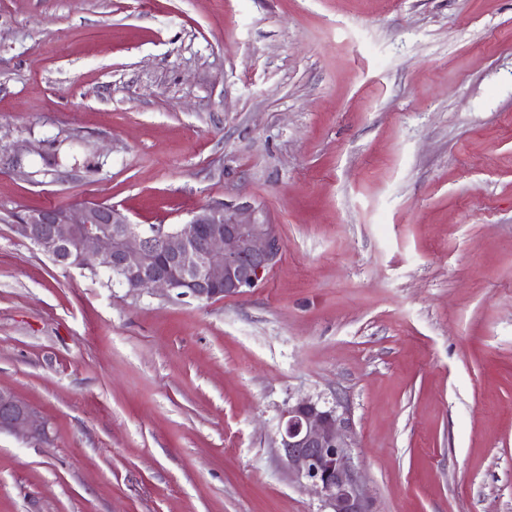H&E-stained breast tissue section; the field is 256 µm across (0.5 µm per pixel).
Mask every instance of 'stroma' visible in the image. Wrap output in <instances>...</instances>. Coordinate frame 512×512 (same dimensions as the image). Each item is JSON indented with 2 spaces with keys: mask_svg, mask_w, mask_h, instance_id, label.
Masks as SVG:
<instances>
[{
  "mask_svg": "<svg viewBox=\"0 0 512 512\" xmlns=\"http://www.w3.org/2000/svg\"><path fill=\"white\" fill-rule=\"evenodd\" d=\"M273 224L255 288H111L11 230ZM0 512H329L278 448L340 404L371 512H512V0H0ZM0 432H9L27 442L49 437V429L35 409L10 390L0 388Z\"/></svg>",
  "mask_w": 512,
  "mask_h": 512,
  "instance_id": "35a3bbf8",
  "label": "stroma"
}]
</instances>
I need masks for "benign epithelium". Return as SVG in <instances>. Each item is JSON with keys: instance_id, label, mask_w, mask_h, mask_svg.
Instances as JSON below:
<instances>
[{"instance_id": "obj_1", "label": "benign epithelium", "mask_w": 512, "mask_h": 512, "mask_svg": "<svg viewBox=\"0 0 512 512\" xmlns=\"http://www.w3.org/2000/svg\"><path fill=\"white\" fill-rule=\"evenodd\" d=\"M12 229L65 270L90 269L130 295L151 289L198 302L256 287L281 251L273 225L222 202L194 211L190 222L177 228L144 229L114 205L81 204L27 210ZM0 432L27 442L49 437L35 409L2 388ZM354 444L338 404L304 398L281 415L278 447L288 469L331 512H371L352 464Z\"/></svg>"}]
</instances>
